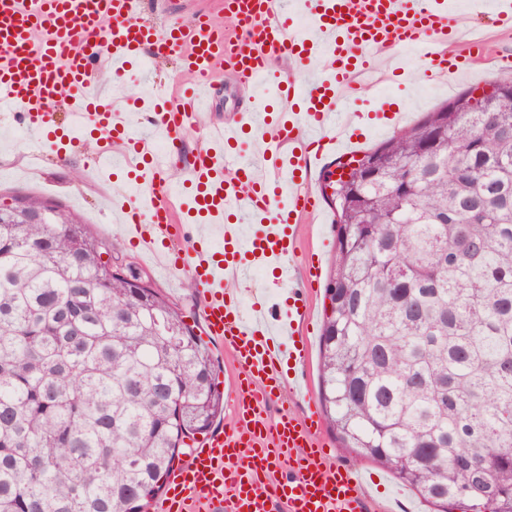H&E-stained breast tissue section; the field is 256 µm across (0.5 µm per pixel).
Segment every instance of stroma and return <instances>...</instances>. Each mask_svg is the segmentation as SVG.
<instances>
[{
	"mask_svg": "<svg viewBox=\"0 0 512 512\" xmlns=\"http://www.w3.org/2000/svg\"><path fill=\"white\" fill-rule=\"evenodd\" d=\"M452 8V18L457 25H480L485 28L489 59L477 64L473 72L459 76L454 85L449 86L426 81L421 58L416 53L407 52L402 60L408 71L413 73V80L399 85H377L363 92V100L375 103L382 96H392L407 113L409 124L414 125L468 88H487L498 79L499 74L491 56L512 51V34L497 32L479 0H454ZM201 11L223 18V0H166L160 8L147 6L144 19L162 27L176 19L194 17ZM179 77V68L171 60L153 63L147 72L142 71L141 67L131 66L117 82L111 83L110 96L115 100L138 99L143 109L147 110L152 104L150 79L174 81ZM16 127L11 113L0 112V199L33 195L62 204L101 237L116 243L117 249L112 254L113 264L130 263L149 275L155 288L184 314L187 324L194 326L197 334H206L202 300L197 289L187 287L185 279L172 278L157 270L139 250L126 242L121 225L114 220L113 186L117 177L125 175V167L93 166V151L89 148L60 156L37 142L25 145L16 140ZM305 296L310 304V320L301 333L309 340L310 353L302 371L311 392L315 393L319 390V342L326 303L324 288L318 285L306 289ZM317 436L332 449L336 462L358 467L365 472L370 478L367 492L379 502L389 503L393 512H430L413 491L386 469L359 457L354 449L343 447L328 426H321Z\"/></svg>",
	"mask_w": 512,
	"mask_h": 512,
	"instance_id": "1",
	"label": "stroma"
}]
</instances>
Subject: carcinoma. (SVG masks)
Listing matches in <instances>:
<instances>
[{"instance_id": "obj_1", "label": "carcinoma", "mask_w": 512, "mask_h": 512, "mask_svg": "<svg viewBox=\"0 0 512 512\" xmlns=\"http://www.w3.org/2000/svg\"><path fill=\"white\" fill-rule=\"evenodd\" d=\"M436 122L375 148L405 171L365 186V223L338 222L319 402L344 447L435 512H512V110ZM12 201L0 512H142L224 413L218 362L137 269L102 262L115 244Z\"/></svg>"}]
</instances>
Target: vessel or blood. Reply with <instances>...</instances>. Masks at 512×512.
I'll return each mask as SVG.
<instances>
[{
  "instance_id": "1",
  "label": "vessel or blood",
  "mask_w": 512,
  "mask_h": 512,
  "mask_svg": "<svg viewBox=\"0 0 512 512\" xmlns=\"http://www.w3.org/2000/svg\"><path fill=\"white\" fill-rule=\"evenodd\" d=\"M146 0H0V105L15 106L38 141L66 151L82 144L72 129L101 132L98 152H120L138 172L144 205L128 199L120 221L129 243L163 250L177 221L170 190L154 162V140L132 126L128 112L101 103V60L116 67L151 56L178 59L187 80L176 92L159 89L151 126L164 132L173 155L188 133L206 135L184 171L187 208L210 229L185 252H164L165 268L201 289L209 336L234 356L230 381L234 423L199 440L174 466L164 498L152 512H367L365 474L332 466L316 439L320 418L312 393L296 380L308 341L297 326L308 318L301 292L272 302L266 290H239L254 270L277 282L293 279L297 264L317 277L320 256H297V228L315 222L324 187H312L313 167L331 172L333 155L359 143L367 128L398 123L394 100L372 112L354 103L381 56L396 59L419 48L427 80L448 79L474 67L482 39L458 41L447 0H224L234 23L223 30L202 14L163 29L140 22ZM492 23L512 32V0H486ZM320 58L324 68L308 69ZM288 62L277 96L288 111L270 119L247 105L211 138L200 114L213 97L215 76L227 71L257 86L266 68ZM63 113H56V105ZM139 197V198H140ZM306 415L291 409L269 418L283 390Z\"/></svg>"
}]
</instances>
